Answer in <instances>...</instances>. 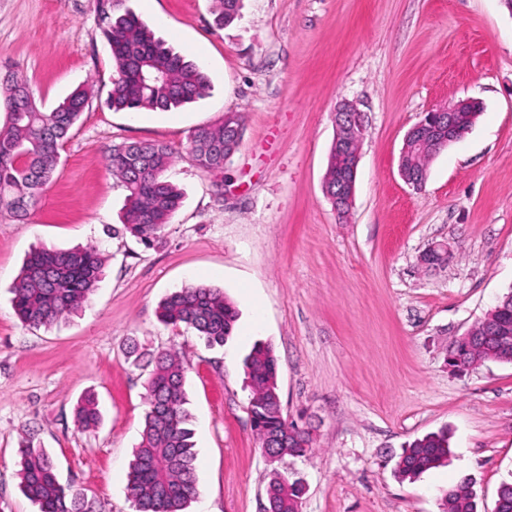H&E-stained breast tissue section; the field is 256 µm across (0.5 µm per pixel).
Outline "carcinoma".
I'll return each instance as SVG.
<instances>
[{
	"label": "carcinoma",
	"instance_id": "cac0c4a2",
	"mask_svg": "<svg viewBox=\"0 0 512 512\" xmlns=\"http://www.w3.org/2000/svg\"><path fill=\"white\" fill-rule=\"evenodd\" d=\"M218 22H233L239 0H217ZM103 29L116 77L107 105L115 112L169 111L205 98L211 81L195 62L168 47L137 15L109 18L100 3ZM26 81L7 72L0 76V108L6 122L0 127V211L23 220L41 200L56 172L60 148L88 102V91L76 89L51 111L30 105ZM244 122L234 113L227 122L196 128L187 150L204 173L224 169L243 137ZM175 154L160 142H130L112 147L107 166L126 190L124 229L149 244L160 237L180 208L183 194L167 180L165 172ZM103 272V260L94 246L73 250L35 249L25 260L10 287L16 315L31 327L50 326L78 311L93 293ZM494 317L512 330V303L501 298L492 308ZM238 312L223 292L200 285L184 287L160 305L159 318L166 325L191 329L210 346H222L232 336ZM451 351L469 363L512 360V345L504 349L491 336L480 334L469 345L452 344ZM147 382L145 427L128 475L129 495L136 512H185L198 494L195 475L193 429L185 408V368L177 354L152 357ZM251 387L253 430L265 453L280 462L302 457L311 450L309 433L298 431L282 415L273 349L258 344L245 358ZM74 414L80 426L95 429L101 423L96 399L77 401ZM448 432L425 434L408 443L397 462L403 479H414L448 459ZM20 478L27 497L40 512H93L84 494L61 484L49 456L23 440L18 448ZM264 512H299L304 485L272 468ZM498 512H512V480L497 491ZM443 512H476L470 483L463 481L443 497Z\"/></svg>",
	"mask_w": 512,
	"mask_h": 512
}]
</instances>
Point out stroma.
<instances>
[{
    "label": "stroma",
    "instance_id": "1",
    "mask_svg": "<svg viewBox=\"0 0 512 512\" xmlns=\"http://www.w3.org/2000/svg\"><path fill=\"white\" fill-rule=\"evenodd\" d=\"M213 0H110L212 79L208 96L161 112H115V73L98 0H0V69L38 105L76 88L87 106L53 181L26 220L0 211V512H37L21 491L25 436L95 512H135L129 462L142 440L148 368L126 356L171 350L186 369L199 495L188 512H263L271 467L252 429L243 359L277 358L282 413L312 439L282 472L302 479L300 512H442L470 479L495 512L512 479V363L448 368V348L512 290V11L503 0H241L217 26ZM481 102L472 128L428 164L422 189L398 173L407 131L436 107ZM365 132L352 206L324 194L336 103ZM237 112L245 130L223 172H201L191 131ZM177 153L167 177L183 204L145 246L121 223L116 144ZM92 244L104 272L89 300L51 327L23 324L9 287L37 246ZM447 248L430 266L429 248ZM223 291L238 319L208 346L162 324L160 302L190 285ZM94 395L102 421L74 407ZM448 431V464L409 481L395 462L417 437ZM74 414L77 422L85 430L97 428L102 420L98 403L91 395L77 401L74 407Z\"/></svg>",
    "mask_w": 512,
    "mask_h": 512
}]
</instances>
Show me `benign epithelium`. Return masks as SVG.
Returning a JSON list of instances; mask_svg holds the SVG:
<instances>
[{
	"instance_id": "1",
	"label": "benign epithelium",
	"mask_w": 512,
	"mask_h": 512,
	"mask_svg": "<svg viewBox=\"0 0 512 512\" xmlns=\"http://www.w3.org/2000/svg\"><path fill=\"white\" fill-rule=\"evenodd\" d=\"M480 107V102L476 100H459L426 113L411 128L404 137L399 161V173L407 184L415 188L422 185L421 179L406 164L408 154L416 147L447 145L457 140L460 127L457 122L458 115L466 114L467 124L471 125L475 122ZM333 119L336 128V156L341 161V175L336 179V210L343 211L352 205L360 158V150L354 149V145L362 141L364 129L361 112L349 101L336 105Z\"/></svg>"
}]
</instances>
